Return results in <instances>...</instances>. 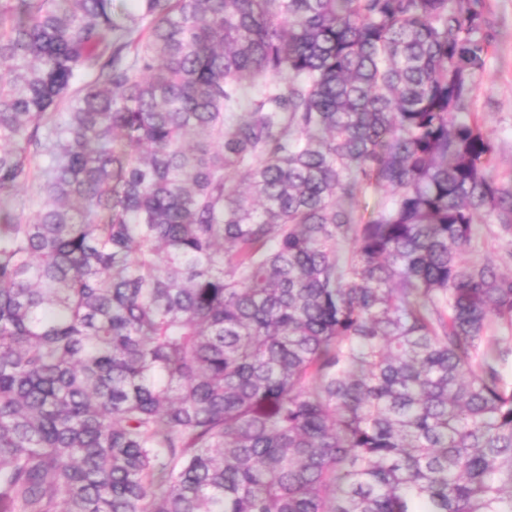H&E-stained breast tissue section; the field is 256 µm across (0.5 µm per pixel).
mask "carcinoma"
Returning <instances> with one entry per match:
<instances>
[{"label":"carcinoma","mask_w":512,"mask_h":512,"mask_svg":"<svg viewBox=\"0 0 512 512\" xmlns=\"http://www.w3.org/2000/svg\"><path fill=\"white\" fill-rule=\"evenodd\" d=\"M491 48L486 0H0V512H512Z\"/></svg>","instance_id":"1"}]
</instances>
